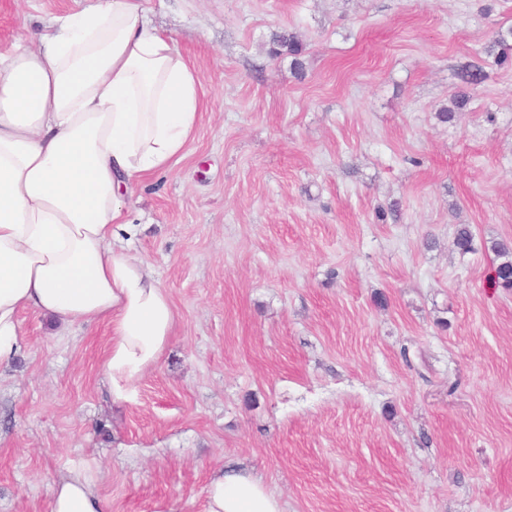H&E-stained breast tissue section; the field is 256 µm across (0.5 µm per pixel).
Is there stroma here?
I'll return each mask as SVG.
<instances>
[{
    "mask_svg": "<svg viewBox=\"0 0 512 512\" xmlns=\"http://www.w3.org/2000/svg\"><path fill=\"white\" fill-rule=\"evenodd\" d=\"M88 4L0 0V51ZM143 5L205 106L128 203V250L174 327L116 403L103 324L20 312L0 512H50L78 466L112 512H204L229 461L285 512H512V288L489 280L492 243L512 240V66L495 63L512 0ZM284 30L303 74L267 53Z\"/></svg>",
    "mask_w": 512,
    "mask_h": 512,
    "instance_id": "obj_1",
    "label": "stroma"
}]
</instances>
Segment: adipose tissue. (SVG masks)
<instances>
[{"instance_id":"obj_1","label":"adipose tissue","mask_w":512,"mask_h":512,"mask_svg":"<svg viewBox=\"0 0 512 512\" xmlns=\"http://www.w3.org/2000/svg\"><path fill=\"white\" fill-rule=\"evenodd\" d=\"M201 78L139 0H97L51 18L30 48L0 53V366L18 349V313L106 324L104 371L130 400L165 349L171 301L149 266L115 245L126 197L183 155L201 118ZM90 469L56 482L50 512H111ZM205 512H284L228 464Z\"/></svg>"}]
</instances>
